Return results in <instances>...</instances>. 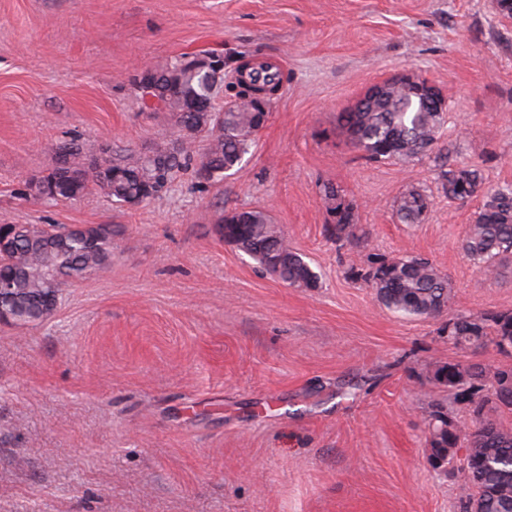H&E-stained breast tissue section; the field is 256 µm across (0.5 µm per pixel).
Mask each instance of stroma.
<instances>
[{"label": "stroma", "instance_id": "1", "mask_svg": "<svg viewBox=\"0 0 512 512\" xmlns=\"http://www.w3.org/2000/svg\"><path fill=\"white\" fill-rule=\"evenodd\" d=\"M212 52L285 80L242 164L184 175L161 198L46 201L26 184L79 139L139 153L170 122L134 70ZM401 70L442 89L439 145L512 183V18L496 0H0V224H108L112 264L63 289L45 320L0 323V512H459L464 449L429 461L425 415L447 400L430 364L512 367L449 345L444 319H402L349 276L370 252L428 259L453 308L512 310V270L461 249L479 200L448 201L432 160L368 162L336 127ZM358 206L327 230L322 183ZM423 223L397 221L407 189ZM268 212L319 273L292 288L225 243L221 213ZM431 196L423 190L411 189L396 200V216L403 224H420L431 208Z\"/></svg>", "mask_w": 512, "mask_h": 512}]
</instances>
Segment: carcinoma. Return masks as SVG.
Wrapping results in <instances>:
<instances>
[{
    "instance_id": "obj_1",
    "label": "carcinoma",
    "mask_w": 512,
    "mask_h": 512,
    "mask_svg": "<svg viewBox=\"0 0 512 512\" xmlns=\"http://www.w3.org/2000/svg\"><path fill=\"white\" fill-rule=\"evenodd\" d=\"M145 79L163 92L164 111L171 120L169 137L147 153L112 156V142L103 141L98 153L88 155L76 143L60 146L70 166L51 169L27 183L29 194L46 200H78L96 189L115 204H140L165 195L177 173L194 166L201 183H216L240 165L266 120L265 111H253L243 101L224 115L218 126L210 92L209 74L180 60L146 70ZM255 81L280 88L279 70L260 67ZM446 112L426 106L404 87L393 88L383 100L359 99L338 117L346 139L361 158L404 163L434 159L444 195L451 201L483 198L474 221L467 225L461 247L487 280H496L512 266V185H489L481 171L460 163L438 148ZM330 230L336 240L355 236L358 208L337 187L324 186ZM431 208V196L411 189L396 200V216L403 224H419ZM217 232L262 269L295 288H314L318 275L259 209L221 214ZM14 247L0 259V280L16 289L12 322L40 321L51 314L62 288L80 283L105 270L112 262V226L109 224H5L0 237ZM349 276L370 283L380 302L407 319L448 316L452 327L448 344L480 352L493 346L503 354V342L512 346V311L471 313L449 311L452 287L448 277L419 257L370 254L367 270L352 268ZM429 379L448 390L453 403L471 416L459 424L439 404L429 408L430 464L440 469L458 448L465 449L466 481L461 489V512H512V431L500 427L494 416L512 410V368L481 363H436Z\"/></svg>"
}]
</instances>
